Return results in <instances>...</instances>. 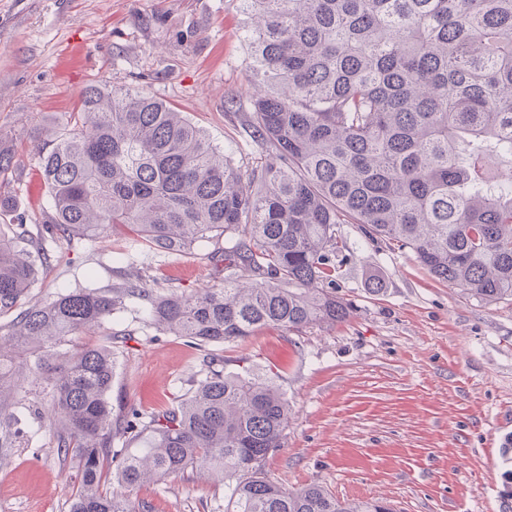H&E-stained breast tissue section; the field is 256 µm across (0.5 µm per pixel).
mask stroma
Listing matches in <instances>:
<instances>
[{
  "label": "stroma",
  "instance_id": "1",
  "mask_svg": "<svg viewBox=\"0 0 512 512\" xmlns=\"http://www.w3.org/2000/svg\"><path fill=\"white\" fill-rule=\"evenodd\" d=\"M238 0H0V132L16 166L0 176L13 199L0 230L27 224L40 237L50 211L38 154L66 128L93 84L141 91L175 107L241 174L265 160L253 131V87ZM343 276L352 306L331 327L265 329L239 344L196 346L146 323L144 301L126 300L96 336L117 363L112 419L161 411L183 399L204 354L228 371L275 376L288 398L283 448L269 476L297 490L320 484L349 499L384 498L396 512H502V448L512 435V300L485 304L435 280L407 250L341 224ZM52 258L30 290L48 303L77 288L107 292L127 278L166 293L222 287L209 259L223 238L187 253L147 247L128 227L47 243ZM383 283L369 288L370 278ZM17 431L0 445V512H70L79 474L57 446L49 386L20 380L0 403ZM151 512H225L223 482L189 469L142 485Z\"/></svg>",
  "mask_w": 512,
  "mask_h": 512
}]
</instances>
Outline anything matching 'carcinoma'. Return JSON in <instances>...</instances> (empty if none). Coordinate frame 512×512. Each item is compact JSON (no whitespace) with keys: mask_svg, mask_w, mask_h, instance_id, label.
Here are the masks:
<instances>
[{"mask_svg":"<svg viewBox=\"0 0 512 512\" xmlns=\"http://www.w3.org/2000/svg\"><path fill=\"white\" fill-rule=\"evenodd\" d=\"M259 79L255 138L268 148L243 177L183 113L145 93L91 85L68 129L39 155L52 213L46 232L130 224L157 249L187 252L212 235L224 287L156 294L129 283L28 300L51 254L24 225L0 233V396L39 373L51 386L58 446L80 486L70 512H140L133 492L188 468L215 475L230 512H393L312 484L290 491L266 461L284 445L288 398L274 377L226 372L214 356L179 405L130 410L112 427V351L86 345L54 366L16 363L4 344L51 351L93 335L132 297L154 328L199 346L265 328L333 326L351 306L336 294L338 224L411 251L428 273L481 302L512 299V0H240ZM0 133V174L15 166ZM125 447L112 450V439ZM112 470V488L105 471Z\"/></svg>","mask_w":512,"mask_h":512,"instance_id":"1","label":"carcinoma"}]
</instances>
